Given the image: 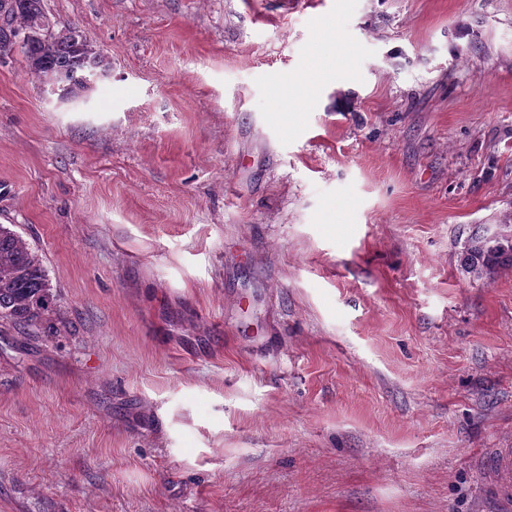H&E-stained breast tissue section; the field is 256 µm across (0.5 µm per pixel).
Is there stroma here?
<instances>
[{
	"mask_svg": "<svg viewBox=\"0 0 512 512\" xmlns=\"http://www.w3.org/2000/svg\"><path fill=\"white\" fill-rule=\"evenodd\" d=\"M43 8L110 75L0 57L59 297L0 329V512H507L512 267L461 258L512 212V0ZM486 467L492 475L493 496L502 504L512 503V448H494Z\"/></svg>",
	"mask_w": 512,
	"mask_h": 512,
	"instance_id": "35a3bbf8",
	"label": "stroma"
}]
</instances>
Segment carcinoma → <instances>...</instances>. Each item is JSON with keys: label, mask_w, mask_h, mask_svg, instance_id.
Segmentation results:
<instances>
[{"label": "carcinoma", "mask_w": 512, "mask_h": 512, "mask_svg": "<svg viewBox=\"0 0 512 512\" xmlns=\"http://www.w3.org/2000/svg\"><path fill=\"white\" fill-rule=\"evenodd\" d=\"M6 26L0 28V54L13 51L12 33L25 35L21 50L34 74L58 84L68 100L88 89V78L106 69L82 31L69 26L53 30L42 0H0ZM494 240L476 231L464 245L465 273L482 279L502 266L512 265V212L499 224ZM57 305L41 259L16 232L0 225V323L15 328L50 327Z\"/></svg>", "instance_id": "obj_1"}]
</instances>
